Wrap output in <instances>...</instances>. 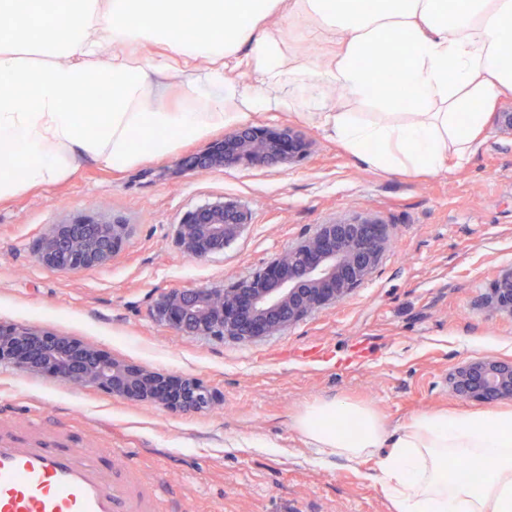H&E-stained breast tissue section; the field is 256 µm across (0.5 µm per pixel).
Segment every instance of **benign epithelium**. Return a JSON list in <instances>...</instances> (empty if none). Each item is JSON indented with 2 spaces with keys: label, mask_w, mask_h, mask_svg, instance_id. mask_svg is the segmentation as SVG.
I'll list each match as a JSON object with an SVG mask.
<instances>
[{
  "label": "benign epithelium",
  "mask_w": 512,
  "mask_h": 512,
  "mask_svg": "<svg viewBox=\"0 0 512 512\" xmlns=\"http://www.w3.org/2000/svg\"><path fill=\"white\" fill-rule=\"evenodd\" d=\"M497 131L512 138V106L494 115ZM311 142L287 126L269 136L257 127L235 128L180 171L223 166H262L302 160ZM246 226L231 203L202 206L178 225L177 243L191 259L224 252ZM128 225L78 215L52 224L37 252L40 264L60 271L108 264L127 238ZM381 249L376 226L361 221L325 224L319 233L284 250L277 261L227 288H173L152 298L153 320L188 336L255 340L305 319L313 310L344 300L375 268ZM491 312L512 317V266L501 270L486 300ZM0 365L76 387L153 403L175 413L209 410L215 392L202 380L184 377L172 386L166 374L116 360L67 336L25 324H0ZM448 387L463 401L512 400V359L487 355L461 362L448 372Z\"/></svg>",
  "instance_id": "7a95c632"
}]
</instances>
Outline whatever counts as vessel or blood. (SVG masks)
Returning <instances> with one entry per match:
<instances>
[{
	"label": "vessel or blood",
	"mask_w": 512,
	"mask_h": 512,
	"mask_svg": "<svg viewBox=\"0 0 512 512\" xmlns=\"http://www.w3.org/2000/svg\"><path fill=\"white\" fill-rule=\"evenodd\" d=\"M123 458L111 470L89 449L0 433V512H156L162 485Z\"/></svg>",
	"instance_id": "b4317fda"
}]
</instances>
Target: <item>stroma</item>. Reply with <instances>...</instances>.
<instances>
[{
	"label": "stroma",
	"instance_id": "stroma-1",
	"mask_svg": "<svg viewBox=\"0 0 512 512\" xmlns=\"http://www.w3.org/2000/svg\"><path fill=\"white\" fill-rule=\"evenodd\" d=\"M249 124L294 127L312 148L290 165L174 172L175 161L223 139L219 129L123 171L86 162L56 184L0 199V322L71 336L176 380L200 378L218 407L174 414L0 366V430L94 448L106 462L133 450L166 487L160 512H393L374 461L318 462L292 419L334 398L371 407L393 428L419 412L465 410L448 389L449 368L512 359V318L485 306L512 265V140L486 124L462 167L408 175L371 167L293 112H258ZM222 201L245 212L243 232L224 253L188 258L178 224ZM81 213L127 224L119 252L90 270L40 265L49 225ZM359 220L382 234L369 279L279 334L183 336L149 314L153 295L226 287L320 225Z\"/></svg>",
	"mask_w": 512,
	"mask_h": 512
}]
</instances>
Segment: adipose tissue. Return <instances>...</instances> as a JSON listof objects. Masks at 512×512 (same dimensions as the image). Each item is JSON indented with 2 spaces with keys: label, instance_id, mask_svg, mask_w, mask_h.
<instances>
[{
  "label": "adipose tissue",
  "instance_id": "1",
  "mask_svg": "<svg viewBox=\"0 0 512 512\" xmlns=\"http://www.w3.org/2000/svg\"><path fill=\"white\" fill-rule=\"evenodd\" d=\"M29 2L28 25L0 33V198L84 160L124 170L272 110L317 120L376 169L445 174L468 161L487 108L512 93V0ZM274 12L333 53L316 65L290 55L265 25ZM390 40L401 63L384 75L364 59ZM314 82L346 88L372 117L330 110L308 95ZM87 96L98 112L69 103ZM293 427L321 460L374 459L394 512H512L510 409L424 411L393 432L335 398L308 403ZM462 459L478 481L455 476Z\"/></svg>",
  "mask_w": 512,
  "mask_h": 512
}]
</instances>
